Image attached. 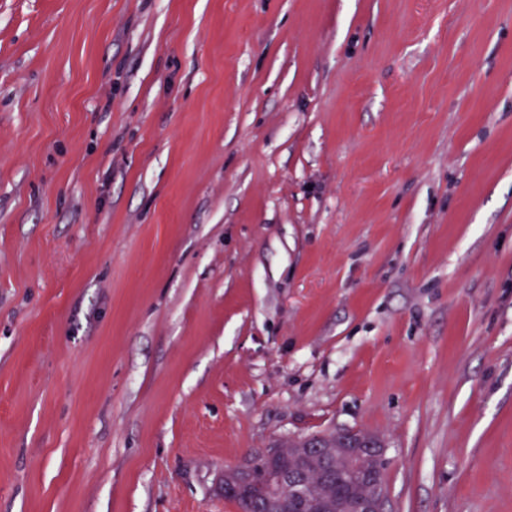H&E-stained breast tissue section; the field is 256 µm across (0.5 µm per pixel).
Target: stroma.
I'll use <instances>...</instances> for the list:
<instances>
[{"label":"stroma","mask_w":512,"mask_h":512,"mask_svg":"<svg viewBox=\"0 0 512 512\" xmlns=\"http://www.w3.org/2000/svg\"><path fill=\"white\" fill-rule=\"evenodd\" d=\"M331 430L512 512V0H0V512Z\"/></svg>","instance_id":"1"}]
</instances>
